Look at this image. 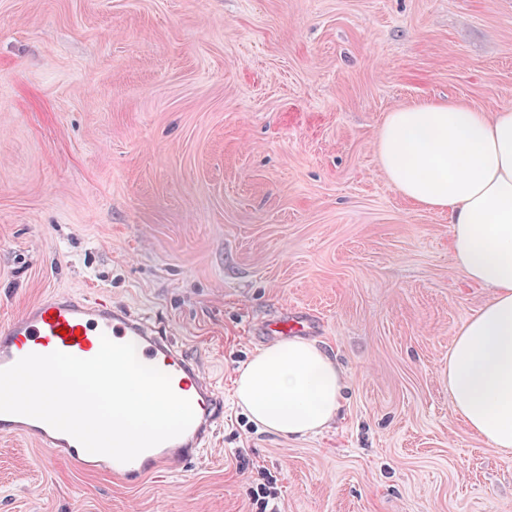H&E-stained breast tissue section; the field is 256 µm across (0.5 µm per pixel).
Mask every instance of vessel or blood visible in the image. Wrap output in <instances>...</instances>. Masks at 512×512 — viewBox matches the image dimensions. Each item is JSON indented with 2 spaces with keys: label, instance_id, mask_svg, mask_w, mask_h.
<instances>
[{
  "label": "vessel or blood",
  "instance_id": "vessel-or-blood-1",
  "mask_svg": "<svg viewBox=\"0 0 512 512\" xmlns=\"http://www.w3.org/2000/svg\"><path fill=\"white\" fill-rule=\"evenodd\" d=\"M313 327L310 316H283L278 325H265L264 331L285 336L308 332ZM105 337L117 343H133L144 364L162 366L175 394L190 400L195 419L183 434L144 451L131 462L102 455L99 463L124 483L133 485L152 472L168 469L173 461L187 464L196 460L223 420L224 397L204 377L199 365L190 362L159 327L130 308L99 298L47 296L0 326V369L32 353L60 351L89 359L98 353ZM0 434L34 437L52 456H66L82 464L90 457L75 438L31 417L0 413Z\"/></svg>",
  "mask_w": 512,
  "mask_h": 512
}]
</instances>
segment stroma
Wrapping results in <instances>:
<instances>
[{"instance_id": "stroma-1", "label": "stroma", "mask_w": 512, "mask_h": 512, "mask_svg": "<svg viewBox=\"0 0 512 512\" xmlns=\"http://www.w3.org/2000/svg\"><path fill=\"white\" fill-rule=\"evenodd\" d=\"M512 106V0H0V324L100 295L165 328L225 394L196 461L130 486L0 436V512H512V455L448 397V352L490 297L444 213L388 182L393 109ZM311 313L347 374L323 433L233 403ZM282 324L279 329H274L277 325ZM314 328V322L307 315H299L288 317L283 316L275 323L264 325V335L269 336L278 334V336H288V333L293 332H310ZM262 480L263 482L257 483L256 488H254L251 491V500L252 505L255 508V512H276L277 510L274 508V506L270 509H268L269 506V500L275 499L274 497L276 495V488L274 485H276L277 479L271 474V472L262 473Z\"/></svg>"}]
</instances>
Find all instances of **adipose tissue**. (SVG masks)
<instances>
[{"instance_id": "obj_1", "label": "adipose tissue", "mask_w": 512, "mask_h": 512, "mask_svg": "<svg viewBox=\"0 0 512 512\" xmlns=\"http://www.w3.org/2000/svg\"><path fill=\"white\" fill-rule=\"evenodd\" d=\"M388 181L419 208L444 212L457 271L489 289L448 354V396L472 434L512 453V108L494 116L456 101L388 112L376 141ZM345 372L316 342L289 338L239 371L235 400L265 430L322 433L341 407Z\"/></svg>"}]
</instances>
